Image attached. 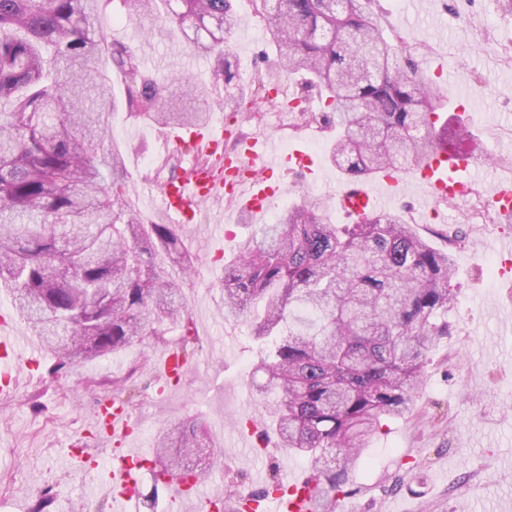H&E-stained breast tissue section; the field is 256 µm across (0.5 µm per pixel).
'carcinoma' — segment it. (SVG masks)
<instances>
[{
    "mask_svg": "<svg viewBox=\"0 0 512 512\" xmlns=\"http://www.w3.org/2000/svg\"><path fill=\"white\" fill-rule=\"evenodd\" d=\"M283 70L300 73L336 128L330 154L351 177L414 166L435 147L458 148L466 131L436 125L439 86L384 36L372 0H260ZM125 18L165 15L212 61L210 83L175 90L141 67L129 44L109 40L110 7ZM233 0H0V289L32 334L57 353L55 374L134 343L166 345L180 328L194 342L179 277L192 269L182 235L151 224L127 200L120 154L104 148L93 111L124 79L130 117L163 127L208 123L202 102L237 112L256 97L232 69ZM449 252L403 217L369 213L336 224L307 200L280 212L224 268V318L249 322L261 343L253 371L279 447L307 463L324 512L382 421L410 412L428 354L448 335L456 302ZM155 484L202 481L198 426L179 421L155 440Z\"/></svg>",
    "mask_w": 512,
    "mask_h": 512,
    "instance_id": "cac0c4a2",
    "label": "carcinoma"
}]
</instances>
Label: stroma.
Returning <instances> with one entry per match:
<instances>
[{"instance_id":"1","label":"stroma","mask_w":512,"mask_h":512,"mask_svg":"<svg viewBox=\"0 0 512 512\" xmlns=\"http://www.w3.org/2000/svg\"><path fill=\"white\" fill-rule=\"evenodd\" d=\"M374 0L386 35H402L410 56L425 72L436 73L443 91L440 116L452 120L453 98L481 86L483 97L471 108L469 127L479 152L495 162L476 171L477 187L489 191L501 178L512 177V11L502 0ZM236 26L229 45L234 69L242 83L260 72L280 87L276 104L258 100L252 118L227 115L211 104L212 116H223L228 129L226 150L236 137L275 141L281 148H303L313 163L306 171L275 173L272 184L289 203L303 198L335 205L338 190L351 181L330 159V132L309 137L319 125V97L307 92L299 76L282 71L267 40L266 27L254 0H234ZM161 19L107 20L108 38L135 47L144 65L158 78L204 84L210 62L195 55L184 36L159 40L149 34ZM115 104L101 110L110 131V145L120 149L127 171L131 203L147 221L164 223V216L144 206L145 197H158L170 175L174 153L170 134L129 118L121 99L124 85L113 75ZM307 97L310 114L299 122L286 103ZM424 190L403 172L401 186L388 210L398 213L433 247L446 249L448 235L461 229L464 245L452 249L456 267L457 300L448 314V335L440 337L428 354L426 380L415 397L412 413L388 420L364 450L359 467L345 478L338 504L348 512H512V285L491 274L499 263L494 244L512 240V223L493 231L463 223L468 203L440 204V219L428 221ZM206 219L183 224L179 232L195 267L182 285L193 310L198 339L191 366L180 382L161 390L158 349L140 344L120 356L90 361L48 374L21 369L13 393L0 396V512H28L38 492H51L52 512H97L109 508L103 495L108 482L107 457L116 441L98 439L91 428L94 401L112 388V380H126L133 397L129 411L138 440L152 447L157 433L169 423L191 419L205 429L204 442L216 457L200 495L222 493L226 506L234 496L258 490L261 482H281L284 476L306 479L304 463L275 446L261 449L255 437L240 428L254 420L259 431L270 428L265 408L256 395L251 369L259 344L243 321L225 320L224 294L218 286L224 264L249 240L256 225L240 219L237 207L225 199L202 207ZM86 436L89 456L68 459V445ZM135 512H192L189 503L174 499L168 488H155L152 472L141 478Z\"/></svg>"}]
</instances>
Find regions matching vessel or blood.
<instances>
[{"label": "vessel or blood", "instance_id": "b4317fda", "mask_svg": "<svg viewBox=\"0 0 512 512\" xmlns=\"http://www.w3.org/2000/svg\"><path fill=\"white\" fill-rule=\"evenodd\" d=\"M174 149L201 153L207 158L205 166L191 170L189 176L168 180L162 186L159 210L169 221L180 224L197 223L201 204L224 196L238 198L240 209L262 216L276 195L273 186L264 184L263 175L305 169L311 164L310 156L303 151L276 149L271 142L261 143L254 138L241 140L234 151H225L224 129L220 126L192 133L186 139L175 138ZM412 175L424 185L432 204L460 198L473 186L469 162L443 148L414 166ZM400 183L395 172L384 173L373 186L340 192V206L347 214L359 216L378 206ZM18 336L17 329L0 327V390L5 392L15 386L21 366H36L41 359L36 348L21 350ZM95 421L99 436L107 439L125 438L132 433L124 406L112 399L98 402ZM112 460V512H133L139 474L150 461L146 455L124 451L114 454ZM178 491L182 497L195 500L197 512H222V498L199 496L193 481L179 482ZM247 508L249 512H317L315 486L306 479L289 480L282 492L270 499L249 500Z\"/></svg>", "mask_w": 512, "mask_h": 512}]
</instances>
